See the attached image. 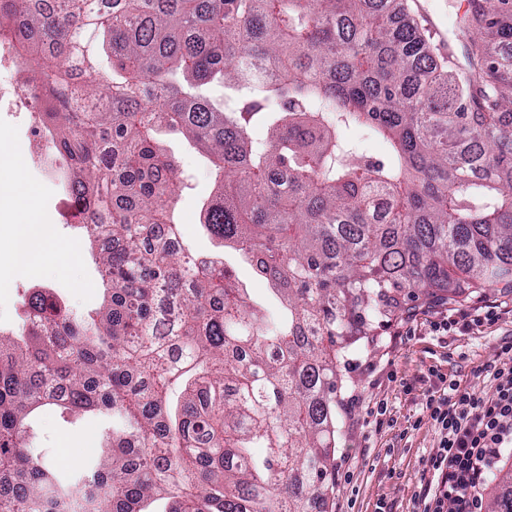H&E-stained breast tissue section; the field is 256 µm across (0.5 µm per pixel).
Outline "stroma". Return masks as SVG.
Here are the masks:
<instances>
[{
  "label": "stroma",
  "mask_w": 512,
  "mask_h": 512,
  "mask_svg": "<svg viewBox=\"0 0 512 512\" xmlns=\"http://www.w3.org/2000/svg\"><path fill=\"white\" fill-rule=\"evenodd\" d=\"M159 143L186 177V187L175 205L183 239L199 254L223 252L239 280L250 288L252 298L277 306L268 283L233 248L222 247L203 225L202 207L214 189L208 159L180 135L160 136ZM17 184L33 192L38 211L52 226V240L28 276L0 288V331L5 333L16 327L23 312L24 293L31 288L51 289L79 313L90 312L103 303L89 243L76 225L65 223L59 216V191L52 177L33 171L24 155L14 173L0 168V274L9 271L10 236L18 221L13 191ZM61 246L76 253V260L59 263L56 253ZM487 304L498 305L497 323L441 338L430 333L427 326L428 321L440 318L441 307L417 299L408 301L403 315L379 329L375 347L354 356L349 391L362 399L357 417H365L367 411L381 404L387 411L376 430L353 426L349 418H342L334 455L338 471L329 490L328 512H375L381 501L387 502L393 512H413L420 474L437 442V433L432 422L423 417L422 392L405 394L398 381L415 380L435 367L449 379L484 387V380L475 377L474 372L494 359L504 342L512 340V292L496 289L473 295L465 302L471 310ZM408 326L414 328V335L395 340V332ZM32 421L35 446L60 468L76 469L100 445L99 416L87 414L71 425L59 419L55 407L47 405L33 415Z\"/></svg>",
  "instance_id": "35a3bbf8"
}]
</instances>
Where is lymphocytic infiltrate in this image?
I'll return each instance as SVG.
<instances>
[{"mask_svg":"<svg viewBox=\"0 0 512 512\" xmlns=\"http://www.w3.org/2000/svg\"><path fill=\"white\" fill-rule=\"evenodd\" d=\"M478 373L489 389L453 381L425 394L437 443L420 475L415 512H481V492L512 447V362L493 360Z\"/></svg>","mask_w":512,"mask_h":512,"instance_id":"lymphocytic-infiltrate-1","label":"lymphocytic infiltrate"}]
</instances>
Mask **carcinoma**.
Here are the masks:
<instances>
[{"instance_id": "carcinoma-1", "label": "carcinoma", "mask_w": 512, "mask_h": 512, "mask_svg": "<svg viewBox=\"0 0 512 512\" xmlns=\"http://www.w3.org/2000/svg\"><path fill=\"white\" fill-rule=\"evenodd\" d=\"M470 4L465 72L406 0H0L107 285L95 314L37 290L0 332V512L327 501L357 343L404 296L512 282V0ZM164 130L207 154L204 226L250 262L264 252L277 310L181 241ZM45 405L106 417L80 469L30 447ZM489 484L487 512H512V468Z\"/></svg>"}]
</instances>
